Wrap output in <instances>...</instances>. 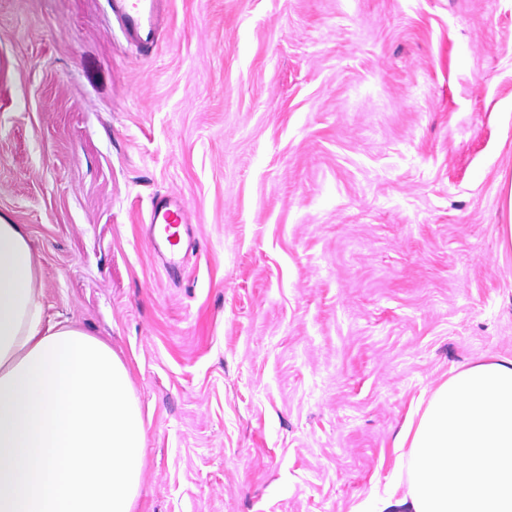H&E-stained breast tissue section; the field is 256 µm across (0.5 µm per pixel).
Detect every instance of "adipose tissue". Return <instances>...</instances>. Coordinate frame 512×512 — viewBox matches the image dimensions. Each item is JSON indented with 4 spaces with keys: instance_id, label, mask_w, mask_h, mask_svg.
<instances>
[{
    "instance_id": "obj_1",
    "label": "adipose tissue",
    "mask_w": 512,
    "mask_h": 512,
    "mask_svg": "<svg viewBox=\"0 0 512 512\" xmlns=\"http://www.w3.org/2000/svg\"><path fill=\"white\" fill-rule=\"evenodd\" d=\"M41 267L23 225L0 220V430L17 365L42 339ZM400 497L389 512H512V357L453 370L398 438Z\"/></svg>"
}]
</instances>
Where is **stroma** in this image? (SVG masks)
Segmentation results:
<instances>
[{
  "mask_svg": "<svg viewBox=\"0 0 512 512\" xmlns=\"http://www.w3.org/2000/svg\"><path fill=\"white\" fill-rule=\"evenodd\" d=\"M511 175L512 0H167L148 53L0 0V217L129 368L136 512H372L424 392L512 356ZM148 220L151 238L156 245L159 244L156 237V228L164 225L163 230L167 234L166 240L171 247L170 255L172 256L168 264L171 267L177 266L179 260L175 255L182 250L184 234L188 236V224L191 223L190 212L185 202L167 197L158 198L151 204ZM174 247H178L177 252L174 251Z\"/></svg>",
  "mask_w": 512,
  "mask_h": 512,
  "instance_id": "1",
  "label": "stroma"
}]
</instances>
